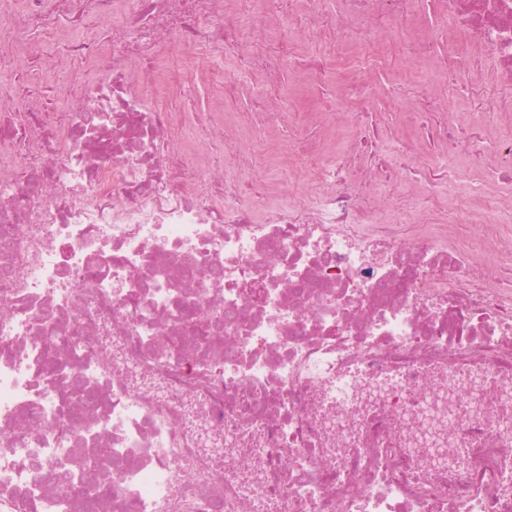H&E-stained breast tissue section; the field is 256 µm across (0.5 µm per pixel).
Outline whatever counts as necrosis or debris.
I'll return each instance as SVG.
<instances>
[{
    "mask_svg": "<svg viewBox=\"0 0 512 512\" xmlns=\"http://www.w3.org/2000/svg\"><path fill=\"white\" fill-rule=\"evenodd\" d=\"M430 2L433 31L419 6ZM270 0L280 40L250 41L255 0H0V512H512V279L450 245L468 215L417 236L375 224L372 187L394 171L371 112L347 158L322 163L335 47L363 23L395 55L442 61L474 114L512 100V0ZM466 49L437 58V39ZM236 57L276 99L283 63L318 105L278 131L321 185L256 210L252 170L225 110L244 80H200L193 61ZM494 86L472 82L484 57ZM109 64L94 80L84 68ZM72 67L65 110L47 75ZM400 96L425 137L512 188V137L448 125L416 75ZM111 470L85 467L99 449Z\"/></svg>",
    "mask_w": 512,
    "mask_h": 512,
    "instance_id": "1",
    "label": "necrosis or debris"
}]
</instances>
